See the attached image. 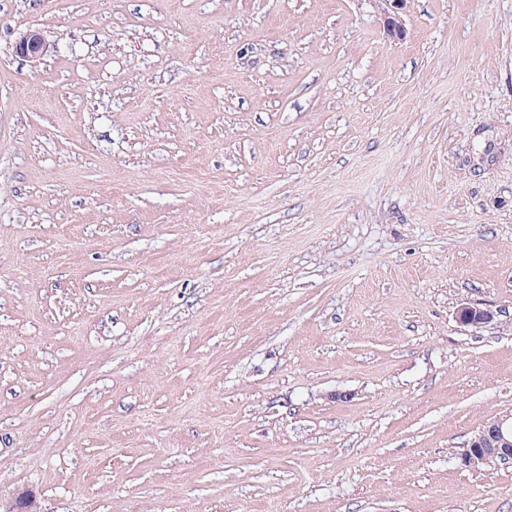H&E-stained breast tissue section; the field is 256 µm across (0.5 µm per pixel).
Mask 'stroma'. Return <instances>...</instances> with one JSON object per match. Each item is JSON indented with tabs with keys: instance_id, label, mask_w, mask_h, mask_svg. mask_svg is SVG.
I'll return each instance as SVG.
<instances>
[{
	"instance_id": "1",
	"label": "stroma",
	"mask_w": 512,
	"mask_h": 512,
	"mask_svg": "<svg viewBox=\"0 0 512 512\" xmlns=\"http://www.w3.org/2000/svg\"><path fill=\"white\" fill-rule=\"evenodd\" d=\"M385 8L0 0V501L512 512V0ZM15 53L28 59L40 58L45 50V44L38 30H28L15 42ZM458 319L463 325L479 328L493 322L496 313L482 304H467L459 309ZM491 460L512 461V413L486 423L472 438L462 454L466 466H478Z\"/></svg>"
}]
</instances>
